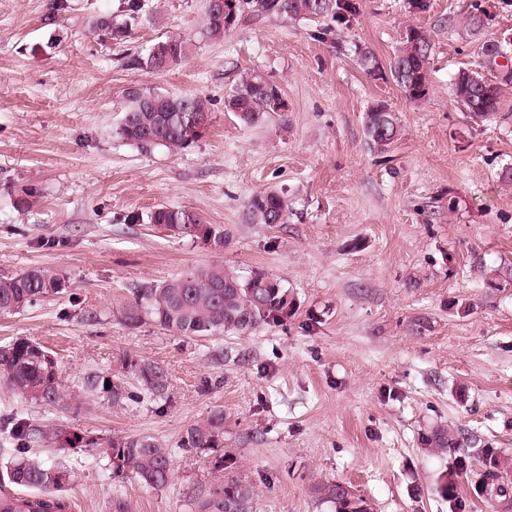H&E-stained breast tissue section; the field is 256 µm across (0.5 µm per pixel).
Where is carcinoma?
I'll return each instance as SVG.
<instances>
[{
    "mask_svg": "<svg viewBox=\"0 0 512 512\" xmlns=\"http://www.w3.org/2000/svg\"><path fill=\"white\" fill-rule=\"evenodd\" d=\"M360 0H236L235 15L204 12L202 36L220 38L232 31L245 10L256 14L288 19L320 20L329 18L337 28L349 27L359 14ZM96 28L101 35L121 42L127 37V24L101 19ZM431 44L413 26L406 27L390 73L406 97L418 101L429 92L428 60ZM189 55L184 38L167 37L153 44L148 53L133 55L130 65L150 72H164L179 65ZM456 102L473 119L487 118L497 112L499 96L484 99L482 88L471 83L467 71L458 73L453 83ZM123 117L118 134L126 142L145 151L156 147L186 149L203 137L209 111L203 99L192 93L173 95L136 86L123 91ZM224 107L247 126H258L272 118L288 121V99L277 83L260 71L252 70L227 93ZM368 144L385 149L400 139L397 117L386 106L378 105L367 113L365 125ZM289 204L277 191H260L248 200L247 216L253 224L288 223ZM154 224L170 235L203 239L224 246L229 234L222 227L205 224L189 210L169 205L156 207L147 218L138 215L130 222ZM66 280L55 271L34 268L0 279V316L18 313L44 298L61 293ZM132 300L124 310L125 324L135 328L146 321L174 330L183 336L245 334L262 324H278L294 314L296 302L273 275L256 270L241 277L222 264L186 273L162 282H143L130 290ZM125 373L138 385L140 393L128 392L126 381L90 370L81 378L84 392L105 395L112 404L129 399L153 402L169 398L168 373L163 365L148 359L125 363ZM0 378L23 399L39 406L52 407L63 399L54 356L35 341L18 337L0 346ZM110 387H105V382ZM0 435L11 444L9 461L0 478L26 490L12 493L0 489V512H72L66 495L72 474L62 464L47 466L31 455L36 445L48 440L59 442L57 451L66 453L78 444L95 446L93 438L68 436L61 430L49 433L33 427L14 415L0 416ZM426 450L455 457L453 471L439 477L436 490L443 497H456V478L470 470L472 462L480 466L474 491L491 502H511L512 482L506 474L512 461L498 454L474 435L464 436L455 428L437 427L421 437ZM185 448L224 447V410L215 409L192 424L182 440ZM103 454L112 477L133 475L145 484L163 488L174 475L169 448L151 435L112 438ZM317 500L329 512H371L369 501L342 481H327L314 486ZM256 491L253 484L227 479L187 504L188 512H254Z\"/></svg>",
    "mask_w": 512,
    "mask_h": 512,
    "instance_id": "cac0c4a2",
    "label": "carcinoma"
}]
</instances>
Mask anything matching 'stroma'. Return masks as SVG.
<instances>
[{"label": "stroma", "instance_id": "1", "mask_svg": "<svg viewBox=\"0 0 512 512\" xmlns=\"http://www.w3.org/2000/svg\"><path fill=\"white\" fill-rule=\"evenodd\" d=\"M0 0V278L46 267L70 287L0 317V344L27 337L51 349L69 403L42 407L0 381V412L99 443L145 434L172 452L174 478L153 488L115 480L97 447L46 454L72 472L73 512H186L227 477L252 483L256 512H327L312 487L350 483L373 512H451L436 491L453 467L421 445L439 425L464 428L512 458V289L487 288L512 268V0H361L350 28L243 12L221 38L202 37L205 0ZM481 34L463 26L474 9ZM111 17L125 44L97 36ZM429 38L430 92L407 99L390 62L406 27ZM169 36L191 39L185 62L158 74L123 66ZM502 56L489 62L483 42ZM376 57L369 75L361 52ZM288 98L287 122L242 124L224 96L245 69ZM478 70L500 89L498 112L473 121L451 83ZM138 85L208 100L192 147L145 152L118 134L122 92ZM395 113L391 148L367 143L366 114ZM38 190L19 206L25 188ZM284 193V224H252L258 191ZM166 204L231 232L224 248L126 223ZM221 262L263 269L296 301L281 325L244 335L186 337L122 315L134 285ZM168 372L167 402L112 404L84 395L86 371L121 374L127 359ZM224 412L223 449L181 447L186 429ZM238 459L219 472L221 451Z\"/></svg>", "mask_w": 512, "mask_h": 512}]
</instances>
